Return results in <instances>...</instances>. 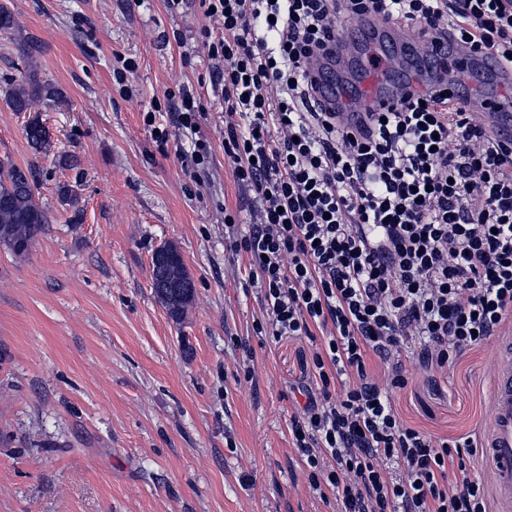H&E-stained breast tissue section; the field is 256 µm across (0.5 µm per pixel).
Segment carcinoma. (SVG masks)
Listing matches in <instances>:
<instances>
[{
	"mask_svg": "<svg viewBox=\"0 0 512 512\" xmlns=\"http://www.w3.org/2000/svg\"><path fill=\"white\" fill-rule=\"evenodd\" d=\"M18 24L12 10L0 4V32L14 34ZM26 59V74L6 94L5 105L14 112H25L37 102H56L61 92L50 83L35 79L34 53L39 46L34 41L20 45ZM28 142L38 151L49 147L48 132L33 120L25 128ZM39 168L34 164L20 167L0 160V246L15 255L30 251L37 239L46 232L49 218L36 201ZM163 258L152 262V287L157 301L171 319L180 322L195 299V284L180 251L174 245L161 248Z\"/></svg>",
	"mask_w": 512,
	"mask_h": 512,
	"instance_id": "carcinoma-1",
	"label": "carcinoma"
}]
</instances>
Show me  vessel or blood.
Segmentation results:
<instances>
[{"label": "vessel or blood", "instance_id": "b4317fda", "mask_svg": "<svg viewBox=\"0 0 512 512\" xmlns=\"http://www.w3.org/2000/svg\"><path fill=\"white\" fill-rule=\"evenodd\" d=\"M357 29L365 38L357 42L352 53L339 52L336 58L318 61L312 71L323 91L319 99L324 109L341 110L345 125L352 126L361 119L360 114L345 110L348 96L343 78L344 69H352L360 76L358 89L365 99L368 111L382 112L405 104L410 97L434 90L456 95L457 83L445 76L432 80L422 79L414 65L419 58L415 39L399 36L396 28L388 23L365 17L357 21ZM399 43L405 60L412 66L399 86H392L388 75L389 64L375 53L385 43ZM439 56L447 57L457 72L468 73L481 66V59L462 52H447L438 47ZM470 112L481 118L482 124L494 131H512V98L503 95L479 94L468 104ZM489 401L493 410L490 420L488 443L484 456L492 469V483L496 512H512V336L499 342L489 389Z\"/></svg>", "mask_w": 512, "mask_h": 512}]
</instances>
